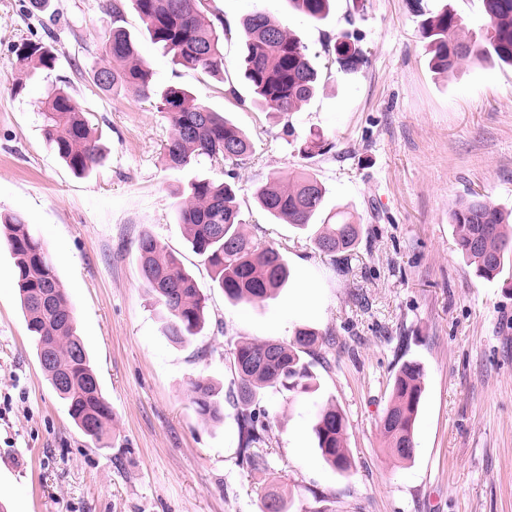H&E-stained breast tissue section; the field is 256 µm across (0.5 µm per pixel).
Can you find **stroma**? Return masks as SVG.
Returning <instances> with one entry per match:
<instances>
[{"instance_id": "35a3bbf8", "label": "stroma", "mask_w": 512, "mask_h": 512, "mask_svg": "<svg viewBox=\"0 0 512 512\" xmlns=\"http://www.w3.org/2000/svg\"><path fill=\"white\" fill-rule=\"evenodd\" d=\"M224 19V77L173 62L132 4L126 27L150 65L155 90L193 89L251 139L238 170L248 234L277 248L290 278L269 300L231 303L189 247L176 219L194 179L217 182L209 161L165 169L172 133L155 99L106 94L90 73L112 21V0H0V212L17 213L44 242L112 406L95 440L71 421L42 374L26 330L14 259L0 245V512H262L284 486L288 512H512V289L477 278L455 242L450 214L477 191L512 210V67L470 63L443 75L429 66L420 16L409 0H332L314 20L288 0H207ZM300 37L320 73L315 96L283 115L253 104L241 71L240 22L253 11ZM357 38L366 63L342 73L330 35ZM55 46L54 69L27 73L16 46ZM63 87L86 112L106 156L72 172L46 141L39 116L46 87ZM293 136L283 137V125ZM323 135L332 147L302 158ZM315 173L325 212L361 224L352 255L329 259L312 231L283 224L257 204L268 177ZM151 232L207 297L208 319L190 341L165 333V312L145 287L137 239ZM300 328L335 338L311 360L314 392L262 391L266 462L240 460L237 378L231 345L286 341ZM412 359L425 370L415 454L390 457L380 431L394 375ZM217 388L223 417L202 420L189 382ZM332 401L346 421L353 459L323 462L312 427Z\"/></svg>"}]
</instances>
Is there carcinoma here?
I'll use <instances>...</instances> for the list:
<instances>
[{"instance_id": "1", "label": "carcinoma", "mask_w": 512, "mask_h": 512, "mask_svg": "<svg viewBox=\"0 0 512 512\" xmlns=\"http://www.w3.org/2000/svg\"><path fill=\"white\" fill-rule=\"evenodd\" d=\"M151 40L173 53L187 68L217 77L224 69V18L206 19V0H132ZM331 0H289L297 11L317 20L326 17ZM488 20L480 32H470L455 13L431 11L422 0L411 9L422 17V39L439 73H452L474 62L512 66V0H482ZM121 0H112V24L102 45L106 64L93 73L104 93L134 89L150 97L152 71L137 51L136 39L124 26ZM244 39V78L253 103L274 112H295L318 88V71L300 38L256 11L241 21ZM344 73L366 63L355 44L340 38L327 43ZM27 70H51L58 50L42 41H26L15 48ZM156 108L168 115L172 135L163 150L166 169L180 171L207 158L228 162V180L214 183L196 179L188 196L178 204V220L193 252L212 272V281L233 302H260L272 298L289 277L288 264L274 247H261L245 233L246 222L236 201L235 168L253 152L249 138L234 124L212 111L190 89L171 86L162 92ZM47 142L72 170L90 172L102 159L86 113L61 88L50 89L40 112ZM325 187L304 169L284 183L270 177L255 197L271 216L305 230L323 210ZM453 232L463 259L475 276L493 280L512 266V224L507 214L484 196L471 192L451 213ZM361 225L339 210L327 214L314 236L315 248L332 258L355 250ZM0 241L14 258V275L27 329L44 377L64 401L73 423L85 435L99 440L112 423V406L104 397L83 341L76 335L75 316L67 289L58 276L44 244L19 214L0 217ZM141 274L147 288L167 313L166 333L181 344L198 334L205 323L206 297L196 281L150 232L137 241ZM330 338L301 329L289 342L238 340L232 349L238 381L236 404L244 461L252 470L265 469L263 457L249 452L264 441L266 425L257 408L258 395L268 387L303 393L313 380L310 363L316 349ZM423 367L406 361L399 367L380 429L389 454L409 461L415 453L414 427L424 389ZM192 403L205 421H216L221 407L216 389L206 378L190 383ZM345 417L329 401L318 411L313 431L324 461L346 471L352 461L345 446Z\"/></svg>"}]
</instances>
